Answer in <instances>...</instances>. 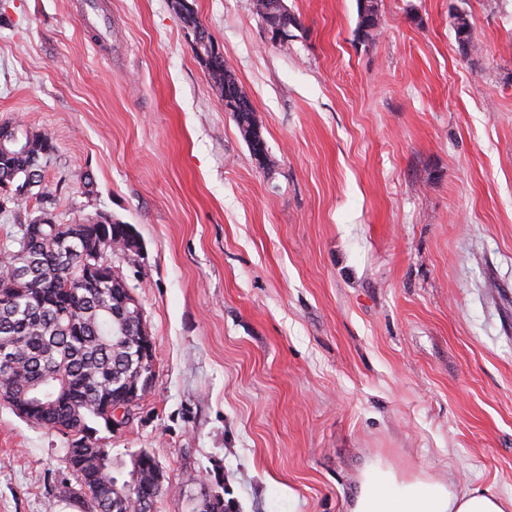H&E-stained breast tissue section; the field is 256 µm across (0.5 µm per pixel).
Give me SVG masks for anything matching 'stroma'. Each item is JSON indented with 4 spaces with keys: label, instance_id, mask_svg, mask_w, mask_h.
Masks as SVG:
<instances>
[{
    "label": "stroma",
    "instance_id": "obj_1",
    "mask_svg": "<svg viewBox=\"0 0 512 512\" xmlns=\"http://www.w3.org/2000/svg\"><path fill=\"white\" fill-rule=\"evenodd\" d=\"M190 2L270 168L171 0H0V124L55 146L28 211L140 241L108 259L155 376L98 444L155 457V512H350L374 457L511 495L512 0H380L368 45L356 0H285L281 43ZM69 441L0 404V512H89ZM186 1L177 0L172 2L174 12L180 22L186 29L195 31L202 28L207 32L193 7L188 6L185 3ZM212 43L213 39L210 33L207 32V41H201L197 44V56L204 64L212 88L220 94L222 99L224 98V110L225 112H231L240 134L248 144L252 154L257 145L264 143L266 146L262 134V123L258 119L249 96L243 90L236 72L227 66L224 57H213L211 55Z\"/></svg>",
    "mask_w": 512,
    "mask_h": 512
}]
</instances>
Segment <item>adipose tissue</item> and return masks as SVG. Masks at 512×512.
Returning a JSON list of instances; mask_svg holds the SVG:
<instances>
[{
  "label": "adipose tissue",
  "instance_id": "1",
  "mask_svg": "<svg viewBox=\"0 0 512 512\" xmlns=\"http://www.w3.org/2000/svg\"><path fill=\"white\" fill-rule=\"evenodd\" d=\"M350 512H512V495L462 490L427 477H404L376 458L360 474Z\"/></svg>",
  "mask_w": 512,
  "mask_h": 512
}]
</instances>
